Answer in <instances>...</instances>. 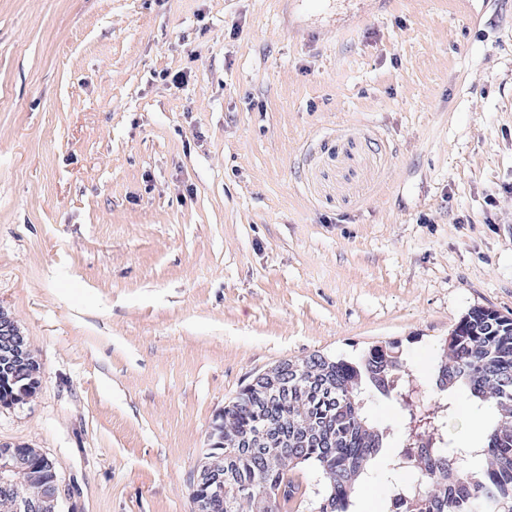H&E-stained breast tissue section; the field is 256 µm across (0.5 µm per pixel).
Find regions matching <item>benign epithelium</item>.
Here are the masks:
<instances>
[{"instance_id": "7a95c632", "label": "benign epithelium", "mask_w": 512, "mask_h": 512, "mask_svg": "<svg viewBox=\"0 0 512 512\" xmlns=\"http://www.w3.org/2000/svg\"><path fill=\"white\" fill-rule=\"evenodd\" d=\"M295 368L294 362L283 361L259 375L253 384L262 386L276 383ZM41 378V365L29 341L15 320L0 307V383H4L9 395L0 401V406L11 407L27 401ZM41 468L50 474L49 484L41 488L38 497L25 495L27 480L31 472ZM193 486L207 488L209 495H224V478L209 463L207 455L198 461L193 476ZM0 487L13 500L15 510L35 512L43 504H53L62 498V487L56 473L55 463L37 448L23 444L0 443Z\"/></svg>"}]
</instances>
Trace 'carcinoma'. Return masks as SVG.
Here are the masks:
<instances>
[{
	"instance_id": "carcinoma-1",
	"label": "carcinoma",
	"mask_w": 512,
	"mask_h": 512,
	"mask_svg": "<svg viewBox=\"0 0 512 512\" xmlns=\"http://www.w3.org/2000/svg\"><path fill=\"white\" fill-rule=\"evenodd\" d=\"M436 386L498 407L479 452L439 434L437 412L413 405L399 343L375 346L359 360L314 354L288 392L263 401L245 385L213 423L232 438L213 441L224 463V498L208 512H241L234 490L250 492L258 512H283L304 495L289 471L314 462L328 481L318 512H352V493L368 461L390 488L385 512H512V318L477 306L461 317L444 344ZM380 397L406 412L398 457L387 453L394 430L370 414Z\"/></svg>"
}]
</instances>
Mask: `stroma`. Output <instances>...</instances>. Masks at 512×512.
Segmentation results:
<instances>
[{
    "label": "stroma",
    "mask_w": 512,
    "mask_h": 512,
    "mask_svg": "<svg viewBox=\"0 0 512 512\" xmlns=\"http://www.w3.org/2000/svg\"><path fill=\"white\" fill-rule=\"evenodd\" d=\"M187 80L173 85L175 73ZM512 317V0H0V442L58 512H191L257 375ZM0 406L27 401L40 383L41 365L15 320L0 307ZM36 468L47 471L50 480L49 484L41 488L40 495L31 499L24 491L31 472ZM32 479L41 481L39 470L33 471ZM0 484L6 496L13 500L15 511L19 512L35 511L47 502L55 505L62 498V487L55 463L39 449L23 444L0 443Z\"/></svg>",
    "instance_id": "1"
}]
</instances>
